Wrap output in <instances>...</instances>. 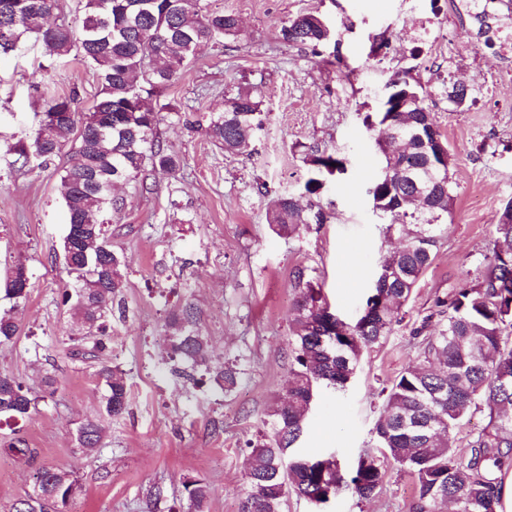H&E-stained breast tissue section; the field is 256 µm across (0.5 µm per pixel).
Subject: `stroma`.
<instances>
[{"label":"stroma","mask_w":512,"mask_h":512,"mask_svg":"<svg viewBox=\"0 0 512 512\" xmlns=\"http://www.w3.org/2000/svg\"><path fill=\"white\" fill-rule=\"evenodd\" d=\"M235 13L238 36L199 51L161 96L172 107L160 125L162 143L182 155L176 176L147 170L115 191L121 209L104 216V230L124 266L127 286L112 304L108 348L82 352L80 326L62 300L67 278L60 177L70 150L46 168L13 166L8 147L35 132L41 97L76 99L86 112L100 85L93 67L72 59L51 68L37 45L0 60V312L15 309L20 331L0 344V372L42 392L29 418L0 423V438L19 431L37 455L30 464L0 451V512L30 493L40 466L74 472L79 487L65 512H188L185 486L210 485L207 512H239L248 490L246 443L263 429L283 396L289 374V328L295 291L291 272L308 267L330 310L355 322L383 258L407 240L413 224L382 219L368 183L381 158L376 114L398 74L420 82L425 104L454 161L448 215L435 226L436 258L416 284L390 334L365 349L350 381L320 388L302 443L313 456L350 467L374 447L372 433L384 390L416 362L436 336L437 300L474 284L512 200V59L477 42L464 0H209ZM313 12L332 28L315 48L280 39L289 18ZM49 66L40 90L32 74ZM472 91L466 106L448 102V85ZM241 90L261 99L262 126L249 152L228 155L187 120L223 108ZM319 148L346 158L316 197L327 216L289 237L267 223L271 201L302 195L306 153ZM29 277L24 307L3 288L16 264ZM214 354L213 367L240 372L222 391L208 373L187 381L167 357L169 315L185 305ZM123 371L130 385L126 411L108 416L95 372ZM102 427L99 451L86 454L77 429ZM411 475L392 466L382 493L361 501L340 491L324 506L289 494L284 512H409Z\"/></svg>","instance_id":"obj_1"}]
</instances>
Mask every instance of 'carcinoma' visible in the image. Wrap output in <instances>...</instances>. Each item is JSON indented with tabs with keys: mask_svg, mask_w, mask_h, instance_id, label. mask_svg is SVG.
<instances>
[{
	"mask_svg": "<svg viewBox=\"0 0 512 512\" xmlns=\"http://www.w3.org/2000/svg\"><path fill=\"white\" fill-rule=\"evenodd\" d=\"M60 0H0V59L21 51L28 41L42 44L45 53L64 65L71 56L96 70L101 89L88 113L81 117L70 97L43 99L35 113L36 130L11 150L29 170L41 168L64 148L75 164L60 178V192L68 223L63 239L64 268L69 277L63 292L76 318L92 339L88 355L105 348L109 336V303L125 283L122 260L104 237L101 213L118 208L112 197L117 184L136 179L146 168L177 174L181 155L159 140L162 110L147 101L169 87L189 58L200 50L224 44L239 35L237 16L209 9L206 0H87L76 24L50 25L46 16L59 9ZM282 42L289 46H318L330 39L322 16L304 13L284 22ZM394 98L383 103L379 125L391 133L411 129L420 134L393 149L394 137L378 147L390 177L372 175L374 199L382 206L410 211L418 230L411 241L385 261L387 274L378 275L355 323L326 314L329 305L322 288L306 266L291 272L296 300L291 340L293 360L286 397L269 414L267 431L248 444L249 490L240 512H282L289 491L316 505L327 503L342 490L363 500L377 497L392 465L405 468L415 479L410 512H439L451 502L457 512H495L501 475L512 469V381L501 373L512 370V346L506 331L512 329V201L496 225L497 237L485 269L475 284L460 288L438 301L442 327L420 354L419 363L405 369L392 383L374 432L379 452L359 455L344 476L336 459L302 454L295 444L305 430L320 385L344 386L354 374L362 351L380 343L408 301L413 288L435 258L434 223L448 213L450 184L439 186L428 162L443 163L436 150L441 135L426 108L423 88L407 76L394 79ZM261 101L251 92H239L224 101V110L205 112L190 123L205 129L214 143L230 154L250 146L261 123ZM65 116L47 119L53 112ZM304 163L309 178L305 193L316 195L325 178L344 171L343 159L312 149ZM322 210L303 207L295 196H279L268 223L279 236H290L300 226L322 224ZM16 265L6 282V296L17 308L26 302L29 278ZM169 351L191 369L210 370L203 337L197 329V312L185 305L167 322ZM19 331L11 312L0 313V344ZM104 393V410L122 414L130 387L125 374L103 364L96 371ZM238 372L226 366L213 376L229 392ZM37 396L14 376L0 372V416L17 421L29 417ZM483 406L488 423L467 442L456 445V431L471 408ZM85 453L101 447V427L87 419L77 430ZM76 480L67 471L43 466L35 476L38 494L16 500L11 512H64L74 494ZM193 512H205L211 487L202 481L186 485Z\"/></svg>",
	"mask_w": 512,
	"mask_h": 512,
	"instance_id": "1",
	"label": "carcinoma"
}]
</instances>
